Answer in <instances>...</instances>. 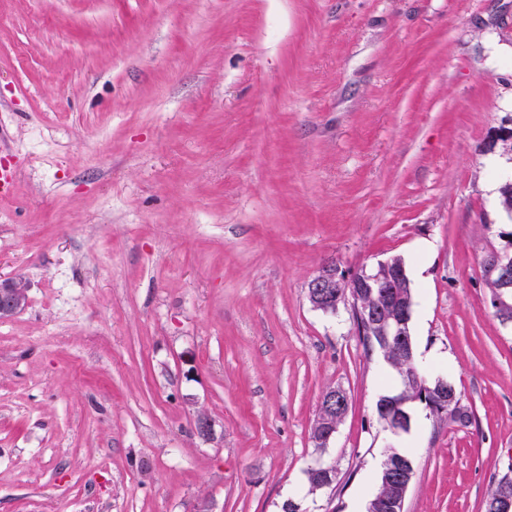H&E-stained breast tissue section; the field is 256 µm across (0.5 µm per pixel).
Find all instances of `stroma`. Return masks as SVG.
<instances>
[{"mask_svg": "<svg viewBox=\"0 0 512 512\" xmlns=\"http://www.w3.org/2000/svg\"><path fill=\"white\" fill-rule=\"evenodd\" d=\"M498 45L512 0H0V275L31 285L0 319V512H349L389 446L406 512H483L512 467ZM394 256L472 425L385 431L396 374L307 299ZM341 272V270L336 271V268H322L310 279L308 298L314 308L325 307L327 303H330L335 289L336 302L327 305L328 310L333 313L337 311L341 303L345 304V299L350 291L343 288V285H336L337 279L342 280Z\"/></svg>", "mask_w": 512, "mask_h": 512, "instance_id": "1", "label": "stroma"}]
</instances>
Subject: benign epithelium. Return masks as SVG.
Listing matches in <instances>:
<instances>
[{
  "label": "benign epithelium",
  "instance_id": "obj_1",
  "mask_svg": "<svg viewBox=\"0 0 512 512\" xmlns=\"http://www.w3.org/2000/svg\"><path fill=\"white\" fill-rule=\"evenodd\" d=\"M345 278L352 288L351 305L355 306L368 325L380 336H385L407 348L411 341L407 323L411 317L412 304L410 299L397 292L403 273L387 261H381L377 268L370 273L361 271L355 274L341 275L334 268L320 269L308 282V298L314 308L318 309L331 301L335 292L336 280ZM28 283L22 278L0 277V317H11L20 312L28 294ZM365 288L377 289L379 302L375 307H365L359 301L360 293ZM409 376L418 381L428 391H436L438 399L432 404L433 409L448 405V398H456V394H448V383L442 377L437 378L439 384L431 388L427 384L428 376L416 365L411 364ZM321 414L339 410L347 412L349 398L346 392L340 390L328 397H322ZM408 401L399 398L389 399L377 406V416L385 428L394 436L404 432L406 418L409 417ZM337 427L323 422L317 426L313 441L326 448L336 434ZM388 482L394 493L385 500V508L389 512H405V502L410 489L412 471L404 464L395 460L387 464ZM493 512H512V484L503 481L500 485L495 510Z\"/></svg>",
  "mask_w": 512,
  "mask_h": 512
}]
</instances>
